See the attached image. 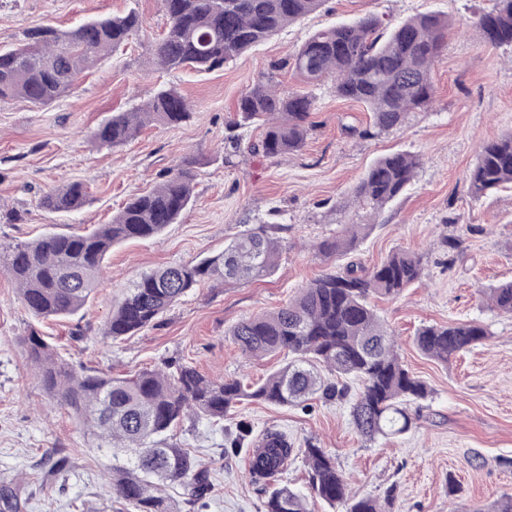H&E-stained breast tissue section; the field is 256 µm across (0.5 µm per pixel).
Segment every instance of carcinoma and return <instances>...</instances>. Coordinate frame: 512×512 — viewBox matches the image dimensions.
<instances>
[{
    "label": "carcinoma",
    "mask_w": 512,
    "mask_h": 512,
    "mask_svg": "<svg viewBox=\"0 0 512 512\" xmlns=\"http://www.w3.org/2000/svg\"><path fill=\"white\" fill-rule=\"evenodd\" d=\"M326 0H162L167 24L150 46L149 62L165 71L210 72L256 49L289 24L321 7ZM448 18L420 14L388 23L365 15L311 34L290 59L274 62L237 104L238 126L260 130L250 152L269 158L299 151L312 127L315 97L283 92L277 72L292 68L305 82L334 81L336 96L364 104L371 112L366 128L349 127L352 136L370 137L404 124L407 115L434 101L431 67L448 47ZM482 43L512 45V0H495L475 23ZM143 28L140 17L97 18L70 31L50 25L26 32L27 43L0 48V101L22 98L47 106L74 88L79 75L101 58L127 45ZM192 107L177 91L160 88L145 106L119 112L98 126L92 140L118 147L150 123L179 125ZM195 156L162 174L146 193L127 199L109 224L91 231L48 233L32 242L0 244V270L18 285L27 309L41 319L73 314L97 287L104 260L113 246L158 236L188 210L192 200ZM418 156L395 152L375 161L352 191L358 207L376 216L415 179ZM472 195L512 185V133L485 143L468 176ZM87 191L70 182L46 193L41 205L52 213H71ZM359 228L321 241L324 256L356 251ZM282 244L263 227L246 230L221 252L196 263L143 274L112 308L104 335L114 340L134 336L152 325L168 307L200 282L210 279L261 280L271 276ZM422 274V256L393 252L381 264L364 269L355 262L343 271L314 279L285 306L238 322L231 336L255 356L286 352L291 360L254 385L238 379H212L177 360L127 378L80 373L63 360L36 331L22 339L43 388L80 418L111 456V493L129 512H180L166 493L170 485L188 490L194 507L211 491L209 470L191 452L169 441L185 418L201 415L219 422L244 400L293 406L317 395L331 401L348 386L322 376L318 368L352 378L359 389L350 414L367 441L408 433L416 416L411 406L428 397L427 385L399 361L392 334L370 304L372 296H397ZM491 306L512 315V281L488 289ZM488 340L474 321L425 326L415 342L428 358L448 360ZM300 452L309 468L310 496L283 486L273 489L265 512H312L309 499L337 512H382L370 497H358L336 461L313 442L298 450L288 436L268 432L252 452L250 471L267 478ZM21 493L0 488V512H20Z\"/></svg>",
    "instance_id": "cac0c4a2"
}]
</instances>
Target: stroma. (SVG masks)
I'll return each mask as SVG.
<instances>
[{
    "mask_svg": "<svg viewBox=\"0 0 512 512\" xmlns=\"http://www.w3.org/2000/svg\"><path fill=\"white\" fill-rule=\"evenodd\" d=\"M492 0H327L326 4L251 53L223 68L198 73L151 70L149 45L162 33L161 0H0V47L23 44L26 29L68 31L103 16L137 13L142 31L80 77L50 105L0 101V242L17 243L50 231H85L109 223L126 199L152 188L185 157L202 158L194 200L154 238L113 248L86 305L61 321L36 320L17 285L0 272V486L24 483L23 512H125L104 474L108 461L67 408L42 388L21 340L38 330L76 369L136 373L168 360L210 378L260 381L282 356H249L230 332L241 320L285 305L312 279L339 272L347 261L372 268L394 250L423 256L418 283L373 304L393 332L403 364L430 388L417 403L409 433L365 442L349 416L348 400H309L307 406L249 401L212 425L187 418L177 435L210 469L213 489L198 512H264L275 485L309 492L308 467L295 455L276 479L248 473L266 431L286 433L295 447L325 448L360 496L394 493V512H491L512 492V316L488 308L482 288L512 281V188L474 198L468 173L480 146L512 132V46L484 45L463 27ZM448 17L447 50L432 67L435 100L410 113L405 125L376 137L347 135L369 117L362 104L337 98L331 83L308 87L292 69L278 79L287 91H311L313 128L303 148L267 159L240 151L226 156L224 138L238 100L271 63L293 55L315 30L366 14L395 23L421 13ZM162 87L193 103L177 126H147L129 143L106 147L91 134L112 115L146 103ZM395 151L420 157L407 193L379 216L357 208L351 191L374 160ZM79 181L87 198L77 211L43 209L44 194ZM365 227L352 258L316 251L324 239ZM273 225L283 243L278 266L258 281L202 282L159 321L137 335L112 340L103 328L114 300L142 273L187 264L219 252L239 232ZM459 247L449 251L446 240ZM475 321L488 340L441 364L415 344L419 328ZM250 437L241 451L230 443L240 425ZM69 460L58 481L42 485V463L53 452Z\"/></svg>",
    "mask_w": 512,
    "mask_h": 512,
    "instance_id": "obj_1",
    "label": "stroma"
}]
</instances>
